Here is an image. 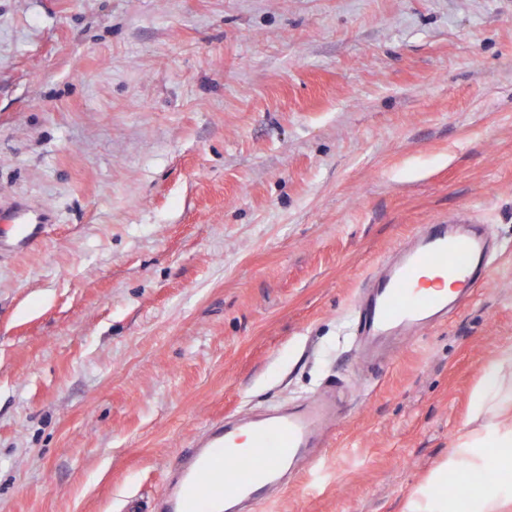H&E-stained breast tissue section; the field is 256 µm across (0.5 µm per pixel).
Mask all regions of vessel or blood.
<instances>
[{
    "instance_id": "vessel-or-blood-1",
    "label": "vessel or blood",
    "mask_w": 512,
    "mask_h": 512,
    "mask_svg": "<svg viewBox=\"0 0 512 512\" xmlns=\"http://www.w3.org/2000/svg\"><path fill=\"white\" fill-rule=\"evenodd\" d=\"M10 224L12 250L28 251L41 238L48 212L0 211ZM487 243L480 225L427 224L368 275L354 306V334L363 345L402 339L447 320L485 285ZM451 281L445 291L443 281ZM341 399L328 391L300 404L271 406L218 419L193 438L152 512H260L300 466H317ZM232 482H225V471Z\"/></svg>"
}]
</instances>
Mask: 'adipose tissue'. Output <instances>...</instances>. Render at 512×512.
<instances>
[{
  "label": "adipose tissue",
  "mask_w": 512,
  "mask_h": 512,
  "mask_svg": "<svg viewBox=\"0 0 512 512\" xmlns=\"http://www.w3.org/2000/svg\"><path fill=\"white\" fill-rule=\"evenodd\" d=\"M508 414H512V341L498 346L452 454L431 475V488L419 490L405 512H457L456 503L448 497L449 473L472 478L490 469L498 471L501 479L470 502L469 512H512V424L501 422Z\"/></svg>",
  "instance_id": "obj_1"
}]
</instances>
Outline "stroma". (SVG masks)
Wrapping results in <instances>:
<instances>
[{"instance_id": "obj_1", "label": "stroma", "mask_w": 512, "mask_h": 512, "mask_svg": "<svg viewBox=\"0 0 512 512\" xmlns=\"http://www.w3.org/2000/svg\"><path fill=\"white\" fill-rule=\"evenodd\" d=\"M0 512H124L214 419L341 385L262 512H405L512 340V0H0ZM466 214L502 245L363 365L365 275ZM49 213L42 211L39 214L13 211L6 214L0 211L1 223L11 224L12 251L23 253L34 246L44 233L45 224L49 223Z\"/></svg>"}]
</instances>
